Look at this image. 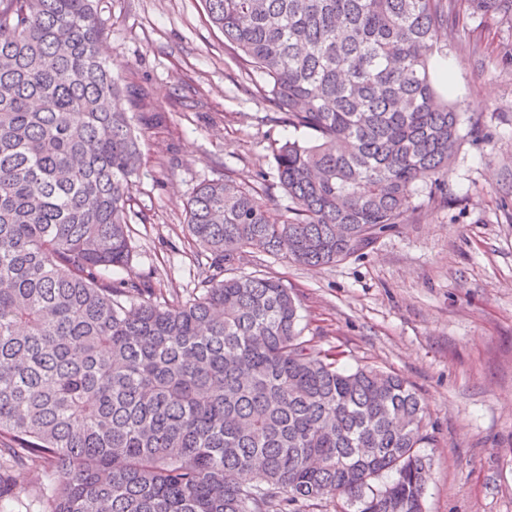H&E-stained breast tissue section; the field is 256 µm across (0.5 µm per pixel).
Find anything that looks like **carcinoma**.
Instances as JSON below:
<instances>
[{
    "mask_svg": "<svg viewBox=\"0 0 512 512\" xmlns=\"http://www.w3.org/2000/svg\"><path fill=\"white\" fill-rule=\"evenodd\" d=\"M234 59L312 143L273 153L277 211L229 174L188 202L219 272L170 302L129 266L136 122L94 0H0V475L53 469L47 512H424L433 447L400 375L343 370L302 336L279 278L226 276L250 249L343 261L445 180L464 117L431 61L454 0H203ZM512 21V0H468ZM129 98L141 111L126 112Z\"/></svg>",
    "mask_w": 512,
    "mask_h": 512,
    "instance_id": "carcinoma-1",
    "label": "carcinoma"
}]
</instances>
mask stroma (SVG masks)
<instances>
[{
  "mask_svg": "<svg viewBox=\"0 0 512 512\" xmlns=\"http://www.w3.org/2000/svg\"><path fill=\"white\" fill-rule=\"evenodd\" d=\"M98 17L113 72L143 86L166 116L141 130L133 260L115 275H153L181 302L211 273L185 234L197 188L230 174L264 183L265 202L285 209L273 150L313 133L280 122L201 0H99ZM433 61L449 66L450 101L484 134L460 148L447 203L418 189L409 223L334 265L253 250L234 272L292 288L304 336L341 352L340 368L377 366L414 386L435 436L425 512H512V24L456 0Z\"/></svg>",
  "mask_w": 512,
  "mask_h": 512,
  "instance_id": "35a3bbf8",
  "label": "stroma"
}]
</instances>
